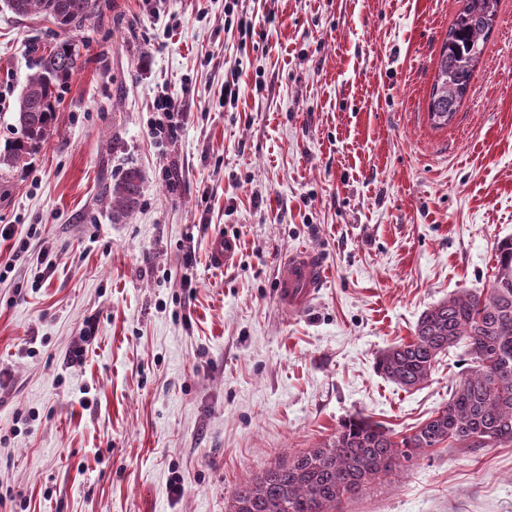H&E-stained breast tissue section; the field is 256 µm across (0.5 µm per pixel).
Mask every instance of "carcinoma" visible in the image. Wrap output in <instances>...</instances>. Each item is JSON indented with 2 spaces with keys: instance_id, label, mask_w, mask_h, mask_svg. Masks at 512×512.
<instances>
[{
  "instance_id": "cac0c4a2",
  "label": "carcinoma",
  "mask_w": 512,
  "mask_h": 512,
  "mask_svg": "<svg viewBox=\"0 0 512 512\" xmlns=\"http://www.w3.org/2000/svg\"><path fill=\"white\" fill-rule=\"evenodd\" d=\"M91 0H3L17 16L39 15L64 37L44 48L14 112L18 136L0 155L14 168L46 144L55 121L58 90L79 69L80 48L71 34L92 19ZM499 0H463L448 30L428 103L436 128L448 125L467 93L476 63L496 19ZM140 196V175L127 169L112 185V210L124 217ZM463 343L472 365L443 408L399 439L377 422L352 417L329 439L278 459L239 483L229 512H339L338 505L378 481L408 471L448 441L466 450L512 442V239L497 246L489 288L461 293L425 310L414 336L381 351L376 373L409 391L427 382L439 356Z\"/></svg>"
}]
</instances>
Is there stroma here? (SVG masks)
<instances>
[{
  "label": "stroma",
  "mask_w": 512,
  "mask_h": 512,
  "mask_svg": "<svg viewBox=\"0 0 512 512\" xmlns=\"http://www.w3.org/2000/svg\"><path fill=\"white\" fill-rule=\"evenodd\" d=\"M99 3L52 137L0 170V512H228L238 483L350 418L412 433L464 351L410 391L376 355L487 288L512 238V0L444 128L428 101L461 0ZM57 39L0 5V152L30 46ZM163 93L184 120L158 141ZM131 167L141 194L116 220ZM301 248L325 277L291 317L279 259ZM342 508L512 512V443L440 445ZM140 196V175L137 169H127L122 177L112 185L110 199L112 210L118 216H127L135 208Z\"/></svg>",
  "instance_id": "35a3bbf8"
}]
</instances>
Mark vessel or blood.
I'll use <instances>...</instances> for the list:
<instances>
[{
	"label": "vessel or blood",
	"instance_id": "obj_1",
	"mask_svg": "<svg viewBox=\"0 0 512 512\" xmlns=\"http://www.w3.org/2000/svg\"><path fill=\"white\" fill-rule=\"evenodd\" d=\"M283 265L279 302L286 312L301 313L309 306L316 288L322 285L323 259L319 254L305 251L284 259Z\"/></svg>",
	"mask_w": 512,
	"mask_h": 512
}]
</instances>
